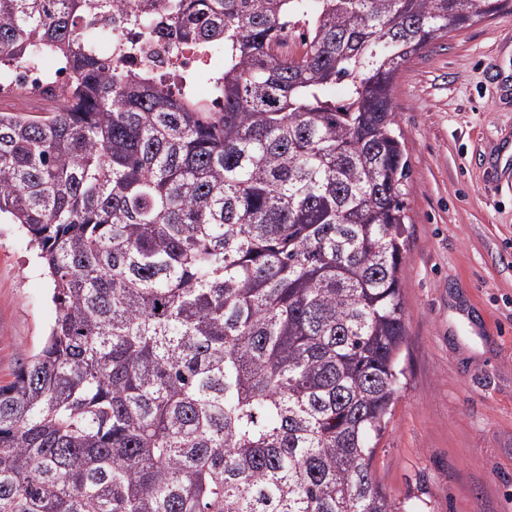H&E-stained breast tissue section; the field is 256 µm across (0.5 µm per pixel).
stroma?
Returning a JSON list of instances; mask_svg holds the SVG:
<instances>
[{
  "instance_id": "35a3bbf8",
  "label": "stroma",
  "mask_w": 512,
  "mask_h": 512,
  "mask_svg": "<svg viewBox=\"0 0 512 512\" xmlns=\"http://www.w3.org/2000/svg\"><path fill=\"white\" fill-rule=\"evenodd\" d=\"M410 166L405 386L374 469L430 512H512V181L482 156L512 135V18H484L413 56L392 85ZM56 309L28 237L0 223V384Z\"/></svg>"
}]
</instances>
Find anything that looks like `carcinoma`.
I'll return each mask as SVG.
<instances>
[{"label":"carcinoma","mask_w":512,"mask_h":512,"mask_svg":"<svg viewBox=\"0 0 512 512\" xmlns=\"http://www.w3.org/2000/svg\"><path fill=\"white\" fill-rule=\"evenodd\" d=\"M157 2L0 0V64L70 66L57 110L0 112V221L57 309L0 384V512H418L374 473L408 344L390 86L512 0ZM117 10L215 65H112Z\"/></svg>","instance_id":"cac0c4a2"}]
</instances>
